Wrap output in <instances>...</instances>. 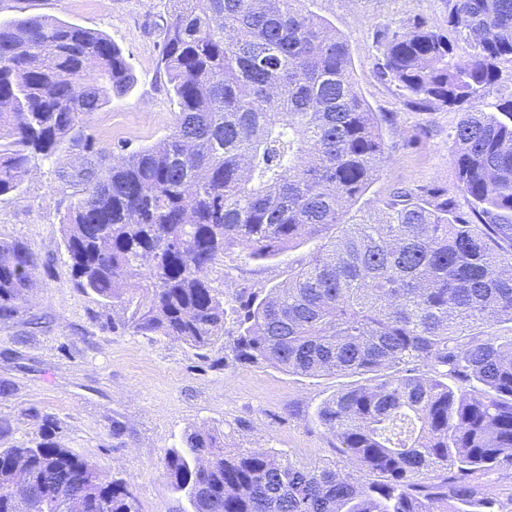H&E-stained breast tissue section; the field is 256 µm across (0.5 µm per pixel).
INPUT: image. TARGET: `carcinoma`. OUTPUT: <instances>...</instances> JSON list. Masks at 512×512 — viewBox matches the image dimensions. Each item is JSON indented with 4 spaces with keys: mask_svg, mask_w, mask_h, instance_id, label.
Listing matches in <instances>:
<instances>
[{
    "mask_svg": "<svg viewBox=\"0 0 512 512\" xmlns=\"http://www.w3.org/2000/svg\"><path fill=\"white\" fill-rule=\"evenodd\" d=\"M305 0H173L162 61L180 111L172 133L129 156L86 158L65 214L74 286L118 306L112 330L193 348L224 341V252L254 259L317 239L288 281L238 309L235 359L288 373L366 374L318 410L346 464L224 448L187 431L162 458L194 512H496L473 475L512 467V102L484 101L512 61V0H448L441 31L382 34L380 74L409 105L465 110L453 134L471 213L430 188L373 212L353 206L385 159L380 119L356 89L345 36ZM134 83L106 35L43 16L0 22V197L32 158L83 142L87 117ZM38 257L0 240V320L31 303ZM469 384L454 391L440 380ZM39 439L0 448V512H140L130 483L56 442V414L32 409ZM17 471L28 475L20 486Z\"/></svg>",
    "mask_w": 512,
    "mask_h": 512,
    "instance_id": "cac0c4a2",
    "label": "carcinoma"
}]
</instances>
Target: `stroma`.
Returning a JSON list of instances; mask_svg holds the SVG:
<instances>
[{"label": "stroma", "mask_w": 512, "mask_h": 512, "mask_svg": "<svg viewBox=\"0 0 512 512\" xmlns=\"http://www.w3.org/2000/svg\"><path fill=\"white\" fill-rule=\"evenodd\" d=\"M306 8L347 38L357 90L383 118L386 159L358 209L382 207L400 188L433 187L468 210L452 140L461 111L411 108L402 89L377 73L384 30L421 19L458 41L448 28V0H307ZM172 11L173 0H0L1 21L46 16L103 32L122 50L133 69L132 87L87 119L96 148L110 152L154 145L173 130L179 108L161 62V32ZM84 155L81 145L67 142L51 157L32 159L19 188L0 198V240H23L46 265L29 313L0 322V381L12 386L10 395L0 396V419L11 424L0 448L36 437L28 409L55 412L57 441L102 473L129 479L141 512H192L162 466L165 451L192 428L220 427L230 449L268 448L303 462L336 459L338 441L316 411L336 393L364 384L365 376L308 377L266 364L244 366L228 347L201 356L180 341L115 332L106 321L118 310L73 286L62 218L78 187L63 173ZM314 248L305 240L265 260L238 248L225 253L212 274L225 291V339L237 334L233 311L240 301L285 282ZM32 316L42 318L43 328L30 327ZM116 420L125 426L118 447Z\"/></svg>", "instance_id": "1"}]
</instances>
